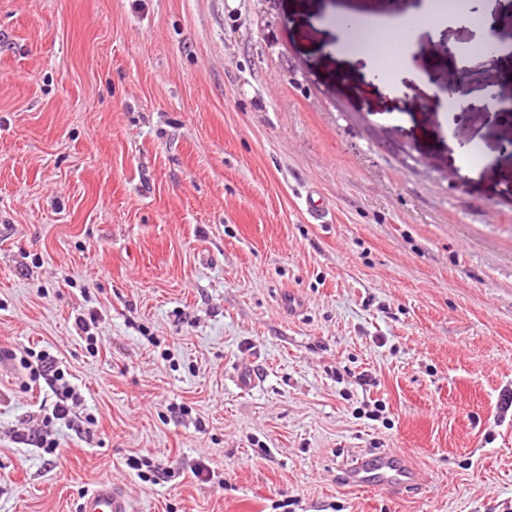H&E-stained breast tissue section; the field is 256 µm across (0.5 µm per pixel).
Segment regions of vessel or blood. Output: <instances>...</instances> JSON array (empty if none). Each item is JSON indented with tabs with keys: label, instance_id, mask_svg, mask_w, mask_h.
Wrapping results in <instances>:
<instances>
[{
	"label": "vessel or blood",
	"instance_id": "1",
	"mask_svg": "<svg viewBox=\"0 0 512 512\" xmlns=\"http://www.w3.org/2000/svg\"><path fill=\"white\" fill-rule=\"evenodd\" d=\"M348 479L353 485L372 487L389 493L420 482L416 469L392 452H364L346 462ZM78 512H133L129 498L113 482H99L85 493Z\"/></svg>",
	"mask_w": 512,
	"mask_h": 512
}]
</instances>
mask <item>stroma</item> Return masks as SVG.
<instances>
[{
    "instance_id": "stroma-1",
    "label": "stroma",
    "mask_w": 512,
    "mask_h": 512,
    "mask_svg": "<svg viewBox=\"0 0 512 512\" xmlns=\"http://www.w3.org/2000/svg\"><path fill=\"white\" fill-rule=\"evenodd\" d=\"M325 3L0 0V512H512V115L391 96ZM462 69L512 102V50ZM383 450L421 488L348 484ZM36 358V367H33L30 362L24 360L27 368L31 370V377L34 381H39L43 378L53 387L52 391L58 400L53 405L52 415L58 420H69L73 406L79 400L76 390L65 381V372L50 353L40 351L36 354ZM68 401H71L70 405ZM129 498L113 482H99L81 497L78 512H132Z\"/></svg>"
}]
</instances>
